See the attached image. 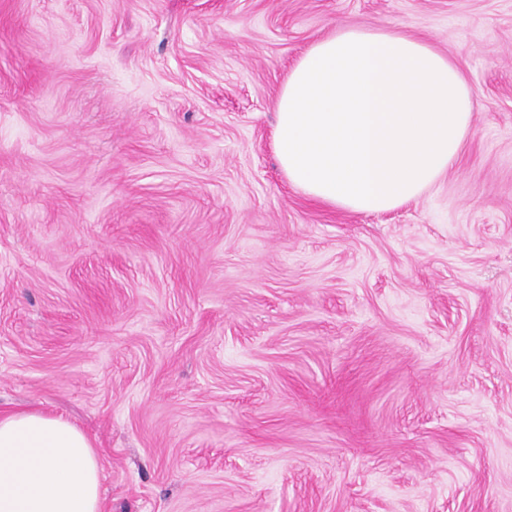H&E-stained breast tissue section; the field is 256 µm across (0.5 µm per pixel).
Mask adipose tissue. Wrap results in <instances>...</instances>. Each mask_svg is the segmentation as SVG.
Masks as SVG:
<instances>
[{"mask_svg":"<svg viewBox=\"0 0 512 512\" xmlns=\"http://www.w3.org/2000/svg\"><path fill=\"white\" fill-rule=\"evenodd\" d=\"M473 111V88L429 42L340 27L284 82L275 155L311 199L385 212L416 200L454 167ZM0 512H102L90 439L59 417L0 414Z\"/></svg>","mask_w":512,"mask_h":512,"instance_id":"ef3b65f1","label":"adipose tissue"}]
</instances>
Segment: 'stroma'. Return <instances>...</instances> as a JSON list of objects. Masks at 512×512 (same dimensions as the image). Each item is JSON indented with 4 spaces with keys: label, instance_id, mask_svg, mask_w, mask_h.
<instances>
[{
    "label": "stroma",
    "instance_id": "1",
    "mask_svg": "<svg viewBox=\"0 0 512 512\" xmlns=\"http://www.w3.org/2000/svg\"><path fill=\"white\" fill-rule=\"evenodd\" d=\"M475 89L415 201L275 157L336 27ZM97 450L103 512H512V0H0V412Z\"/></svg>",
    "mask_w": 512,
    "mask_h": 512
}]
</instances>
